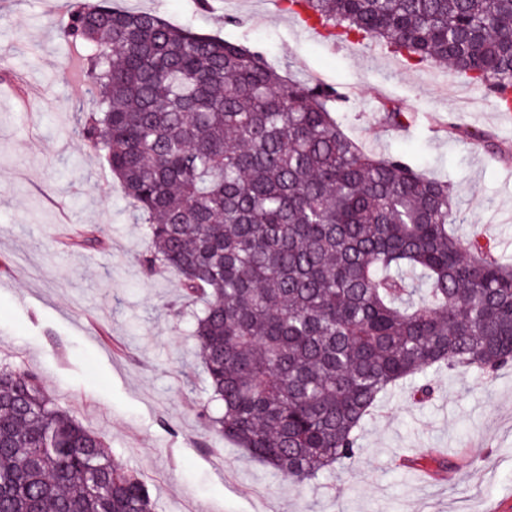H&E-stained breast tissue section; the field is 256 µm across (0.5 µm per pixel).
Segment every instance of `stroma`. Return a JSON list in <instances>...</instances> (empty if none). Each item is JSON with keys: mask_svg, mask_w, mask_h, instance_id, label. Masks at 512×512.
<instances>
[{"mask_svg": "<svg viewBox=\"0 0 512 512\" xmlns=\"http://www.w3.org/2000/svg\"><path fill=\"white\" fill-rule=\"evenodd\" d=\"M72 2L0 0V364L37 374L103 434L158 512H512V366L491 381L431 371L425 403L396 386L362 424L360 455L302 485L204 431L206 375L190 323L168 311L178 278L145 274L146 226L75 133L79 52L58 37ZM112 4L260 47L281 72L338 88L353 138L451 180L455 234L480 231L512 260V115L446 66L311 34L277 0ZM386 101L403 126L386 123ZM468 131L491 134L498 159ZM416 457L420 468L397 464Z\"/></svg>", "mask_w": 512, "mask_h": 512, "instance_id": "1", "label": "stroma"}]
</instances>
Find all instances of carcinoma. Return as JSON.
<instances>
[{
	"mask_svg": "<svg viewBox=\"0 0 512 512\" xmlns=\"http://www.w3.org/2000/svg\"><path fill=\"white\" fill-rule=\"evenodd\" d=\"M333 40H382L512 107V0H286ZM75 134L147 224L142 267L203 299L191 316L206 431L304 484L356 458L382 397L430 369L512 365V262L448 229L451 182L348 135L342 93L257 47L76 0ZM0 512H156L103 437L34 373L0 364Z\"/></svg>",
	"mask_w": 512,
	"mask_h": 512,
	"instance_id": "carcinoma-1",
	"label": "carcinoma"
}]
</instances>
